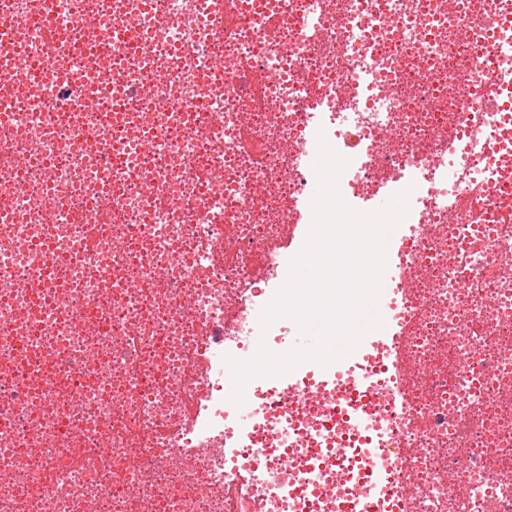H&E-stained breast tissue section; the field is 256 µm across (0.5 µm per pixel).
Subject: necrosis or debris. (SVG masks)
Masks as SVG:
<instances>
[{
  "label": "necrosis or debris",
  "mask_w": 512,
  "mask_h": 512,
  "mask_svg": "<svg viewBox=\"0 0 512 512\" xmlns=\"http://www.w3.org/2000/svg\"><path fill=\"white\" fill-rule=\"evenodd\" d=\"M512 0H0V512H512ZM408 192L323 393L228 359L312 223ZM401 350L392 369L387 352ZM337 442L348 456L315 472ZM375 456L378 475L361 476Z\"/></svg>",
  "instance_id": "necrosis-or-debris-1"
}]
</instances>
